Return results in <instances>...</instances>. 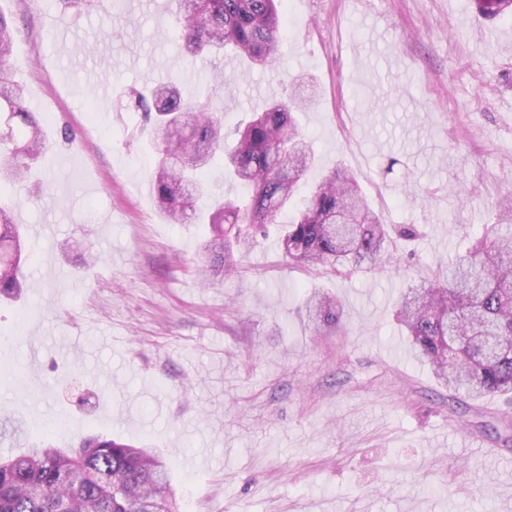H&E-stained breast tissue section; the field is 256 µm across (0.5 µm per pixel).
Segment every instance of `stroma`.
<instances>
[{
    "label": "stroma",
    "mask_w": 512,
    "mask_h": 512,
    "mask_svg": "<svg viewBox=\"0 0 512 512\" xmlns=\"http://www.w3.org/2000/svg\"><path fill=\"white\" fill-rule=\"evenodd\" d=\"M283 9L280 65L228 85L238 62L184 55L172 0H0L49 138L46 186L16 206L27 288L0 303V456L93 434L146 445L180 512H512V404L454 409L396 318L407 286L439 276L512 193V21L473 0ZM166 80L222 109L229 135L292 81L314 85L293 114L316 157L296 200L343 166L416 237L393 236L379 270L334 276L289 264L273 233L204 281L208 225L163 220L147 183L135 93ZM316 292L339 297L338 328L309 325Z\"/></svg>",
    "instance_id": "stroma-1"
}]
</instances>
